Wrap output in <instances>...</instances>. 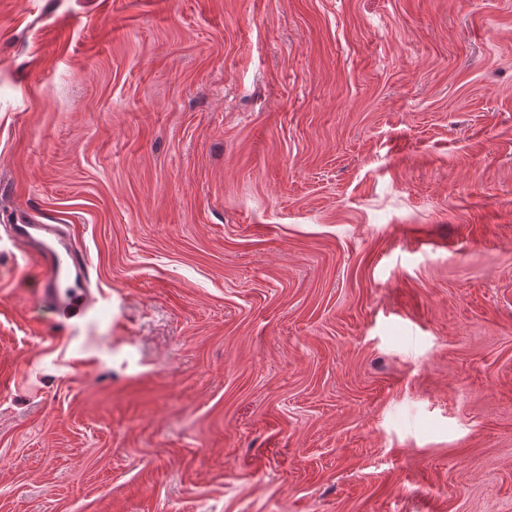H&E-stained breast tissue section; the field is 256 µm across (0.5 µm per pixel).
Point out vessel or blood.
<instances>
[{
  "label": "vessel or blood",
  "instance_id": "vessel-or-blood-1",
  "mask_svg": "<svg viewBox=\"0 0 512 512\" xmlns=\"http://www.w3.org/2000/svg\"><path fill=\"white\" fill-rule=\"evenodd\" d=\"M11 235L38 265L42 278L39 299L43 304L67 317L90 308L91 292L84 285L89 260L70 225L23 221L12 225Z\"/></svg>",
  "mask_w": 512,
  "mask_h": 512
}]
</instances>
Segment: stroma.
<instances>
[{"label": "stroma", "instance_id": "1", "mask_svg": "<svg viewBox=\"0 0 512 512\" xmlns=\"http://www.w3.org/2000/svg\"><path fill=\"white\" fill-rule=\"evenodd\" d=\"M0 512H512V0H0ZM10 228L13 240L26 247L38 265L43 285L40 301L67 317L90 308L91 292L84 285L89 260L74 229L68 224H32L24 220Z\"/></svg>", "mask_w": 512, "mask_h": 512}]
</instances>
